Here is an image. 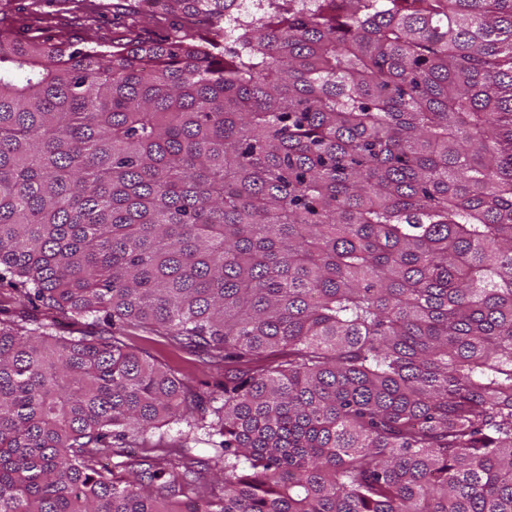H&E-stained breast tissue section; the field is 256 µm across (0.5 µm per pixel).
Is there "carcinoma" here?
Here are the masks:
<instances>
[{"label":"carcinoma","mask_w":512,"mask_h":512,"mask_svg":"<svg viewBox=\"0 0 512 512\" xmlns=\"http://www.w3.org/2000/svg\"><path fill=\"white\" fill-rule=\"evenodd\" d=\"M151 2L0 36V286L111 332L0 319V512H512V0ZM167 420L221 487L100 464ZM25 0L19 9L14 0H0V33L21 39L51 36L72 51L86 45L112 50L114 39L134 31L137 40L151 41L161 32L155 20L134 23L123 14L124 0ZM53 321L55 332L58 336H66L79 338L82 336H108V326L102 321L93 320L92 318L83 319L80 322H74L68 318L52 315L45 312ZM125 336L135 351L170 368L197 391H210L224 383V359L219 356L184 349L164 336H155L142 329L130 328Z\"/></svg>","instance_id":"carcinoma-1"}]
</instances>
